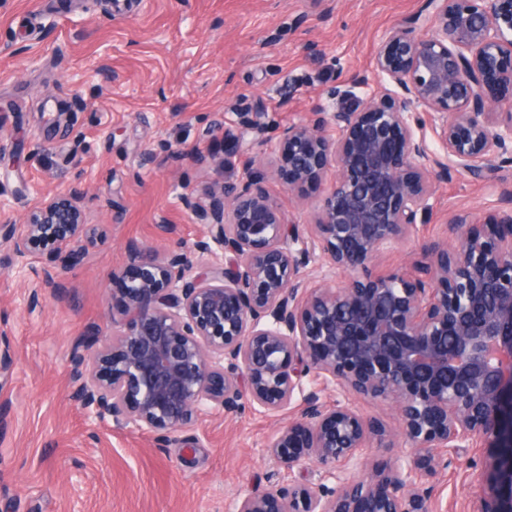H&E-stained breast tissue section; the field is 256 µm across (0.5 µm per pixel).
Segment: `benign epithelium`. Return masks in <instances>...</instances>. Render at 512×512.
Instances as JSON below:
<instances>
[{"label":"benign epithelium","instance_id":"obj_1","mask_svg":"<svg viewBox=\"0 0 512 512\" xmlns=\"http://www.w3.org/2000/svg\"><path fill=\"white\" fill-rule=\"evenodd\" d=\"M423 12L383 40L380 91L282 131L278 170L297 197L336 172L314 224L287 222L245 169L241 185L196 208L207 235L191 250L161 258L127 244L136 276L112 320L122 331L93 326L73 345V401L161 442L205 408L245 400L276 415L302 401L264 452L290 472L315 465L316 481L259 484L232 512H434L431 480L450 464L434 449L477 444L496 452L474 512H512V191L487 223L454 215L458 245L424 247L421 276L370 271L410 234L435 182L459 170L492 181L512 164V0H425ZM246 130L262 126L224 128L225 155ZM90 238L77 191L41 201L19 228L0 226L16 257L46 250L53 290ZM317 252L346 283L306 281ZM13 366L0 337V378ZM331 385L391 405L407 453L369 464L370 443L391 432L348 402L324 404Z\"/></svg>","mask_w":512,"mask_h":512}]
</instances>
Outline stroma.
<instances>
[{"label":"stroma","mask_w":512,"mask_h":512,"mask_svg":"<svg viewBox=\"0 0 512 512\" xmlns=\"http://www.w3.org/2000/svg\"><path fill=\"white\" fill-rule=\"evenodd\" d=\"M424 0H7L0 6V223L24 224L44 198L83 195L94 232L81 265L41 290L43 259L17 263L0 246V334L15 355L0 384V512H231L266 476L288 480L263 452L299 413L249 405L201 412L159 447L153 433L86 418L70 397L71 348L91 326L111 331L119 273L134 240L164 255L207 232L195 212L206 193L239 182L246 167L287 221L309 224L330 187L298 201L277 171L282 130L345 107L379 80L386 33ZM70 122L51 124L47 94ZM258 113L262 135L213 161L225 126ZM512 165L494 181L462 172L434 184L410 238L385 251L376 273L419 274L421 247L456 245L449 219L497 213ZM38 293L36 310L27 299ZM483 447L467 448L433 480L438 512H470L480 494Z\"/></svg>","instance_id":"35a3bbf8"}]
</instances>
